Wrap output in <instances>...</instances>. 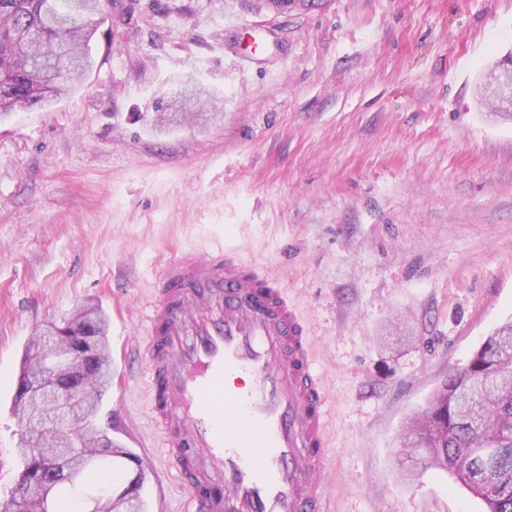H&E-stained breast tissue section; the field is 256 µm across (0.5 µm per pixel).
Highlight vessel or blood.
Here are the masks:
<instances>
[{"instance_id":"obj_1","label":"vessel or blood","mask_w":512,"mask_h":512,"mask_svg":"<svg viewBox=\"0 0 512 512\" xmlns=\"http://www.w3.org/2000/svg\"><path fill=\"white\" fill-rule=\"evenodd\" d=\"M143 375L191 512H323L326 397L294 305L235 253L170 261Z\"/></svg>"}]
</instances>
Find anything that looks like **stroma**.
I'll list each match as a JSON object with an SVG mask.
<instances>
[{
	"instance_id": "1",
	"label": "stroma",
	"mask_w": 512,
	"mask_h": 512,
	"mask_svg": "<svg viewBox=\"0 0 512 512\" xmlns=\"http://www.w3.org/2000/svg\"><path fill=\"white\" fill-rule=\"evenodd\" d=\"M93 69L0 119V503L21 470L23 354L86 301L108 316L97 423L143 462L146 512H188L142 375L174 255L234 251L294 304L327 399L329 512H487L402 444L512 321V121L478 86L512 0H118ZM214 100L156 123L158 88Z\"/></svg>"
}]
</instances>
